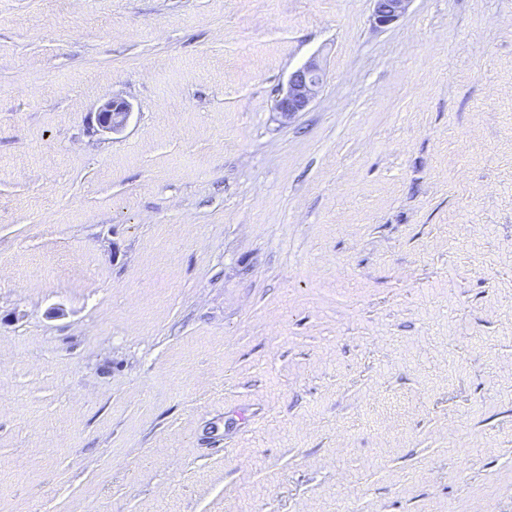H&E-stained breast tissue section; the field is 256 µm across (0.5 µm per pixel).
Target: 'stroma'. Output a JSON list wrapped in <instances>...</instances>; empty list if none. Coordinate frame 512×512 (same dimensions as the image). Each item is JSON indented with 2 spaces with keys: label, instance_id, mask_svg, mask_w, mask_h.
Returning <instances> with one entry per match:
<instances>
[{
  "label": "stroma",
  "instance_id": "1",
  "mask_svg": "<svg viewBox=\"0 0 512 512\" xmlns=\"http://www.w3.org/2000/svg\"><path fill=\"white\" fill-rule=\"evenodd\" d=\"M372 8L0 0V512H512V0ZM372 2V23L382 28L392 25L404 16L412 0H372ZM326 80V71L316 57L296 68L281 89L275 110L285 120L306 112L321 92ZM129 105L122 99L105 102L96 112L95 121L102 130L117 132L125 125L129 116Z\"/></svg>",
  "mask_w": 512,
  "mask_h": 512
}]
</instances>
